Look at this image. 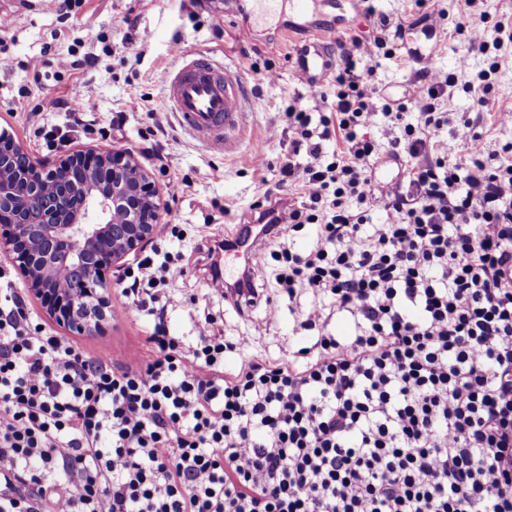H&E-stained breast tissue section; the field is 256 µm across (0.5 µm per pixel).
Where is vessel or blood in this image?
Segmentation results:
<instances>
[{"label": "vessel or blood", "instance_id": "obj_1", "mask_svg": "<svg viewBox=\"0 0 512 512\" xmlns=\"http://www.w3.org/2000/svg\"><path fill=\"white\" fill-rule=\"evenodd\" d=\"M334 62L317 49L304 50L297 70L304 82L320 83ZM166 102L181 127L209 150L236 154L237 136L249 105L247 81L238 67L220 65L203 53L183 57L163 78ZM262 239L233 238L228 255L250 265L258 258Z\"/></svg>", "mask_w": 512, "mask_h": 512}]
</instances>
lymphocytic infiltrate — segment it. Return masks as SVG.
I'll list each match as a JSON object with an SVG mask.
<instances>
[{
    "instance_id": "f902f5d3",
    "label": "lymphocytic infiltrate",
    "mask_w": 512,
    "mask_h": 512,
    "mask_svg": "<svg viewBox=\"0 0 512 512\" xmlns=\"http://www.w3.org/2000/svg\"><path fill=\"white\" fill-rule=\"evenodd\" d=\"M484 13L456 24L469 56ZM403 24L337 36L334 78L293 95L279 162L288 196L263 185L252 209L272 238L277 285L324 296L300 313L312 346L276 362L250 339L164 320L171 252L134 260L120 293L150 321V359L89 357L48 333L0 269V512H512V143L457 158L482 138L443 107L453 74L422 64L402 98L376 107L378 58ZM393 129L376 144L377 120ZM405 161L396 185L372 175ZM312 228L296 249L286 232ZM348 316L334 335L329 311ZM239 369L224 371L226 354Z\"/></svg>"
}]
</instances>
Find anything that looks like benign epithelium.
Instances as JSON below:
<instances>
[{"instance_id":"obj_1","label":"benign epithelium","mask_w":512,"mask_h":512,"mask_svg":"<svg viewBox=\"0 0 512 512\" xmlns=\"http://www.w3.org/2000/svg\"><path fill=\"white\" fill-rule=\"evenodd\" d=\"M161 213L158 184L127 151L78 150L49 163L0 140V256L73 334L106 332V273L153 242Z\"/></svg>"}]
</instances>
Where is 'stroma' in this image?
Segmentation results:
<instances>
[{"label":"stroma","mask_w":512,"mask_h":512,"mask_svg":"<svg viewBox=\"0 0 512 512\" xmlns=\"http://www.w3.org/2000/svg\"><path fill=\"white\" fill-rule=\"evenodd\" d=\"M429 6L446 9V30H429L423 20L424 9L414 0H376L377 11L390 20L401 21L407 39L426 55H433L440 66L457 77L448 110L454 115L473 112V98L465 83L474 80L485 68L483 57H475L466 70L458 60L466 52V42L455 29L464 11V0H430ZM0 15L10 24L0 30V131H8L33 156L49 161L76 150L95 148L127 150L135 158L151 144L162 147L166 177L183 182L184 191L169 220L177 226L179 237L163 240L170 252H182L175 262L176 283L170 293L166 320L171 335L190 336L192 323L214 318L215 328L225 339L248 336L254 356L274 361L289 350L309 345L308 332L300 329L297 310L306 308L311 295L288 301L275 286L276 264L263 256L255 273L264 295L280 302L283 309L277 319H268L263 309L243 315L224 301L205 294L210 260L206 248L212 237L236 232L239 225L252 221L249 206L256 199L261 180L277 182L276 166L288 148L290 132L268 139L267 130L277 123L288 105V95L297 89V49L313 42V32L302 30L287 35L285 25L293 18L279 10L263 20L242 15L234 0H203L192 7L189 0H82L80 9L62 14L57 0H0ZM315 21L339 25L341 33L373 36L375 19L350 9L348 0H319ZM202 49L216 59L230 58L241 69L251 61L271 60L279 73L276 84L252 79L253 98L247 116L240 157L227 158L209 151L199 140L181 128L178 118L166 104L163 77L173 66L176 48ZM47 61L40 76H33L28 64L32 59ZM80 60L77 69L59 66L62 58ZM30 94L22 103H14L20 87ZM94 88L96 108L91 114L92 133L76 130L68 101L80 98L86 88ZM494 97L484 115L483 137L479 143L459 147L461 158L475 149L489 151L498 144L512 142V129L500 127L497 115L512 112V57H503L494 77ZM46 98L63 100L62 108L37 114L38 104ZM138 99L139 110H130L129 99ZM71 129L65 146L49 150L43 132ZM261 145L270 166L255 170L243 157L252 145ZM224 172L212 176L213 168ZM111 326L106 338L73 337L88 355H95L100 343H110L127 363L136 364L149 356L145 341L146 324L135 320L118 294H111Z\"/></svg>","instance_id":"stroma-1"}]
</instances>
